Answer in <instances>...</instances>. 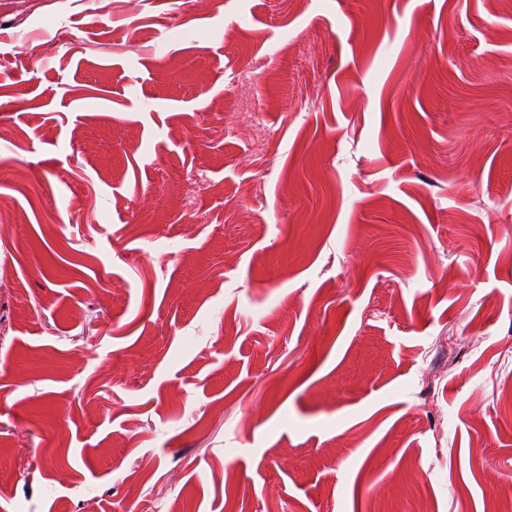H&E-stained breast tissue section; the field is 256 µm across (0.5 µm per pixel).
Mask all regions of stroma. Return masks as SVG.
<instances>
[{"label":"stroma","instance_id":"stroma-1","mask_svg":"<svg viewBox=\"0 0 512 512\" xmlns=\"http://www.w3.org/2000/svg\"><path fill=\"white\" fill-rule=\"evenodd\" d=\"M512 0H0V512H498Z\"/></svg>","mask_w":512,"mask_h":512}]
</instances>
